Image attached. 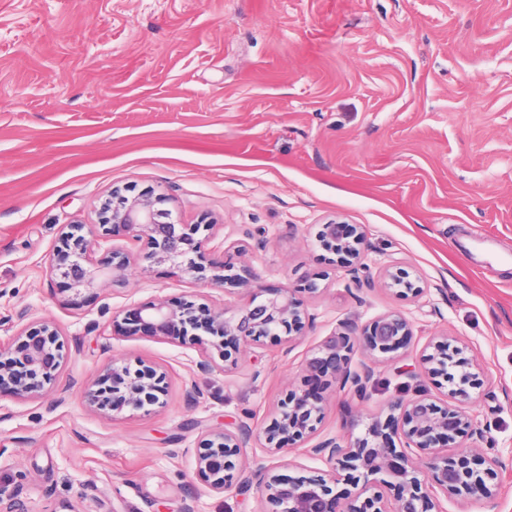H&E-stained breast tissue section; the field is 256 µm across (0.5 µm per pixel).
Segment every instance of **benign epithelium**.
<instances>
[{"instance_id": "obj_1", "label": "benign epithelium", "mask_w": 512, "mask_h": 512, "mask_svg": "<svg viewBox=\"0 0 512 512\" xmlns=\"http://www.w3.org/2000/svg\"><path fill=\"white\" fill-rule=\"evenodd\" d=\"M161 198L150 194L129 197L113 189L99 208L100 240L83 234L84 225L68 224L59 236V246L50 259L52 273L68 281L76 294L84 290L117 285L126 281L129 256L118 249L105 250L96 257L101 242L120 229L129 239L143 243L142 260L168 264L195 282L219 288L231 282L254 291L249 300L237 308H212L206 303L182 299L172 304L165 300L151 301L121 310L115 317L130 325L128 337L178 339L196 348L195 366L202 373H221L229 364L238 362V355L254 347L264 337L285 338L304 328L306 311L293 288H279L263 293L253 284L248 269L233 277L224 271V260L205 259L212 238V224H181L171 213L160 209ZM321 246L344 260L355 281L360 280L361 253L364 235L352 224L332 221L322 225ZM361 336L363 361L351 369L352 337ZM412 335L409 320L400 313H386L373 318L363 329L349 322L343 331L333 333L304 363L308 381L316 383L330 376L338 388L363 400L368 385L375 376L368 364L381 354H391L403 348ZM435 353L425 358L427 367L421 373L438 375L446 362L456 361L460 350L444 338L434 345ZM66 355V342L59 331L47 324H28L19 328L5 344L0 343V397L25 398L45 386L54 384ZM478 385L474 373L463 372V385L455 390L463 402L472 399L471 390ZM167 393L166 375L153 365H141L130 371L125 365L110 364L105 373L93 379L84 392L87 407L112 418L127 410H142L159 403ZM320 398L311 389L293 393L279 405L278 418L264 435L263 447L271 455L284 456L288 445L303 442L314 431V422L322 414ZM404 445L389 446L392 438L387 424L374 421L367 432L341 444L327 438L310 449L312 455L330 465L327 471L311 476L280 477L259 467L254 471L257 489L266 504L264 512H432L436 507L431 497L434 489L445 495L462 491L489 499L494 486L487 483L491 469L477 467L476 459L483 449L473 448L452 457L437 456L427 462L415 457L414 449L440 444L446 448L468 433L484 438V429L462 408L439 407L433 402L416 399L403 406ZM253 428L240 422L235 430H213L198 441L197 474L212 490L224 492L242 489L237 480L239 459L253 437ZM356 473L354 496L344 498L334 493L338 471ZM382 484L397 489L394 501L371 487ZM0 512H27L19 499V490L8 492L0 488Z\"/></svg>"}]
</instances>
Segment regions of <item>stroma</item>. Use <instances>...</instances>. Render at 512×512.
I'll return each mask as SVG.
<instances>
[{"label":"stroma","mask_w":512,"mask_h":512,"mask_svg":"<svg viewBox=\"0 0 512 512\" xmlns=\"http://www.w3.org/2000/svg\"><path fill=\"white\" fill-rule=\"evenodd\" d=\"M115 186L213 221L225 261L300 289L313 326L210 375L190 346L123 337L116 311L244 294L155 266L74 295L49 258ZM336 218L363 231L371 286L319 248ZM21 311L70 345L53 387L0 398V487L29 512H261L252 470L224 493L197 475L205 431L249 421V460L294 476L323 466L307 445L348 442L420 396L476 414L499 461L494 498L464 493L443 512H512V0H0V314ZM388 312L413 335L378 362L371 397L328 383L308 443L265 454L258 436L306 358L341 322ZM436 336L462 349L479 399L410 378ZM114 360L155 363L163 403L118 421L90 411L84 388Z\"/></svg>","instance_id":"35a3bbf8"}]
</instances>
